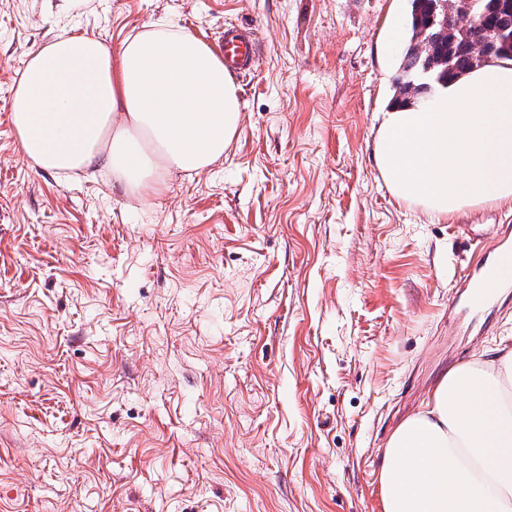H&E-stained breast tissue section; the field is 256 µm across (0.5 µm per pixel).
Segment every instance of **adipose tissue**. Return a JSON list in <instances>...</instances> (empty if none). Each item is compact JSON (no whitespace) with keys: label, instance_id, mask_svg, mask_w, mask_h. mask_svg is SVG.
<instances>
[{"label":"adipose tissue","instance_id":"1","mask_svg":"<svg viewBox=\"0 0 512 512\" xmlns=\"http://www.w3.org/2000/svg\"><path fill=\"white\" fill-rule=\"evenodd\" d=\"M20 149L41 169L102 161L138 195L221 158L239 88L200 40L170 23L117 52L65 34L26 61L10 102ZM375 156L390 191L440 217L512 202V61L441 86L433 111L386 113ZM382 512H512V336L450 368L393 431Z\"/></svg>","mask_w":512,"mask_h":512}]
</instances>
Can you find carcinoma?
I'll return each instance as SVG.
<instances>
[{
	"mask_svg": "<svg viewBox=\"0 0 512 512\" xmlns=\"http://www.w3.org/2000/svg\"><path fill=\"white\" fill-rule=\"evenodd\" d=\"M434 0H411L408 31L402 44L400 68L412 65L417 58L426 61L430 74L437 82L445 83L483 66L482 47L494 54L512 53V46L486 41L484 31L503 29L512 32V0H481V10L471 23H464L456 0H444L438 6L437 18L448 17L447 34L438 37L441 27L430 25V5Z\"/></svg>",
	"mask_w": 512,
	"mask_h": 512,
	"instance_id": "1",
	"label": "carcinoma"
}]
</instances>
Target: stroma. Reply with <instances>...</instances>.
Returning a JSON list of instances; mask_svg holds the SVG:
<instances>
[{
    "mask_svg": "<svg viewBox=\"0 0 512 512\" xmlns=\"http://www.w3.org/2000/svg\"><path fill=\"white\" fill-rule=\"evenodd\" d=\"M407 0H0V512H381L394 429L512 335V288L453 308L512 203L443 218L374 158ZM159 22L256 25L209 168L137 197L23 156L29 54Z\"/></svg>",
    "mask_w": 512,
    "mask_h": 512,
    "instance_id": "35a3bbf8",
    "label": "stroma"
}]
</instances>
